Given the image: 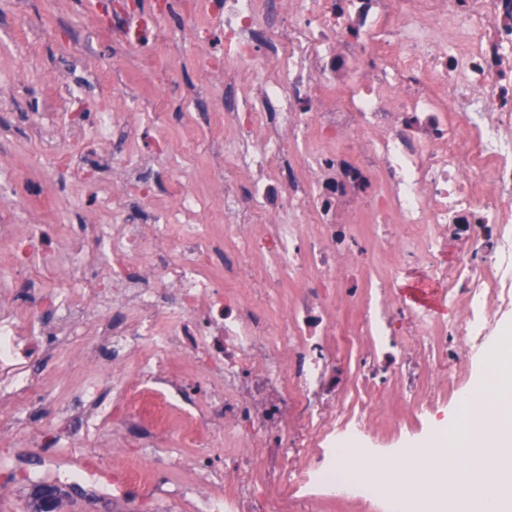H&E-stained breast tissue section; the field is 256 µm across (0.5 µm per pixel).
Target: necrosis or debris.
Segmentation results:
<instances>
[{
    "label": "necrosis or debris",
    "instance_id": "4bbe7bcc",
    "mask_svg": "<svg viewBox=\"0 0 512 512\" xmlns=\"http://www.w3.org/2000/svg\"><path fill=\"white\" fill-rule=\"evenodd\" d=\"M295 4L287 16L280 0L208 3L224 34V166L248 174L224 193L233 223L197 222L194 194L159 208L136 174L147 156L134 131L105 112L94 133L65 132L99 148L126 128V152L100 164L126 174L151 223H130L100 192L108 224H0V365L67 352L96 322L124 410L91 399L85 410L113 420L118 442L133 427L146 448L167 431L200 448L187 492L201 512L355 501L337 488V447L401 434L398 405L436 409L512 308V0ZM449 227L462 247L447 263ZM411 268L446 315L401 297ZM288 282L298 295L278 320ZM17 284L27 307L7 299ZM46 308L61 321L45 323ZM403 335L410 356L386 362ZM344 351L358 353L361 383L337 377ZM46 392L28 376L0 385V438L26 429ZM92 474L115 495L166 493L151 468L105 453Z\"/></svg>",
    "mask_w": 512,
    "mask_h": 512
}]
</instances>
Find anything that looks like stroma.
<instances>
[{
	"mask_svg": "<svg viewBox=\"0 0 512 512\" xmlns=\"http://www.w3.org/2000/svg\"><path fill=\"white\" fill-rule=\"evenodd\" d=\"M193 0H136L138 15L153 19L155 37L144 49L103 34L104 26L122 24L114 0H0V165L18 174L81 151L76 140L50 143L36 130L46 112V91L65 86L71 92L70 110L94 126L96 115L109 108L127 115L144 149L158 133L168 135V147L185 156L184 184H207L215 159L212 141L223 139L212 113L224 109V77L203 69L206 50H220L224 35L210 28L207 37L195 33L188 21ZM53 202L42 215L46 224H76L91 220L90 199H75L69 185L57 183ZM95 350L93 327L76 337L71 353L51 359L36 357L27 365L31 375L46 377L53 391L65 394L72 415L45 406L31 438L20 437L0 446V512H29L34 486L51 484L64 496L57 512H199L196 499L177 490L198 457L194 448L176 447L164 438L152 453L126 440L120 458L149 463L157 478L175 494L156 499L130 491L112 497L84 481L98 455L102 429L93 427L82 409L83 388L97 391L100 403H114L106 376H79L77 355Z\"/></svg>",
	"mask_w": 512,
	"mask_h": 512,
	"instance_id": "35a3bbf8",
	"label": "stroma"
}]
</instances>
